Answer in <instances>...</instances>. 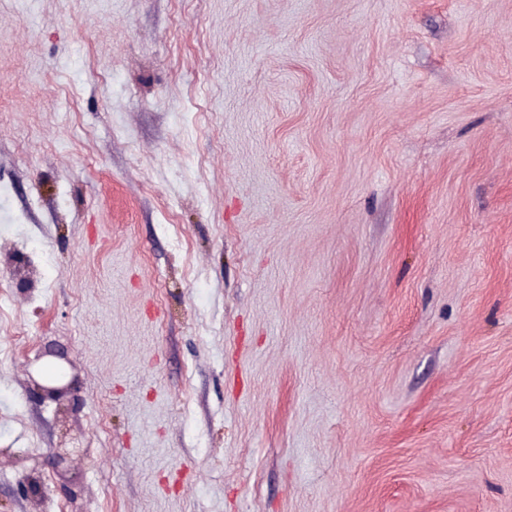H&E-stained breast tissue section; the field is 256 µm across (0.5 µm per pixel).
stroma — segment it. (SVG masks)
<instances>
[{
  "instance_id": "obj_1",
  "label": "stroma",
  "mask_w": 512,
  "mask_h": 512,
  "mask_svg": "<svg viewBox=\"0 0 512 512\" xmlns=\"http://www.w3.org/2000/svg\"><path fill=\"white\" fill-rule=\"evenodd\" d=\"M0 512H512V0H0ZM35 375L32 376V383L38 390H40L45 396L50 398L59 397L62 394L67 393L71 390L73 379L66 380V373L62 369L50 378H43L38 370H35Z\"/></svg>"
}]
</instances>
